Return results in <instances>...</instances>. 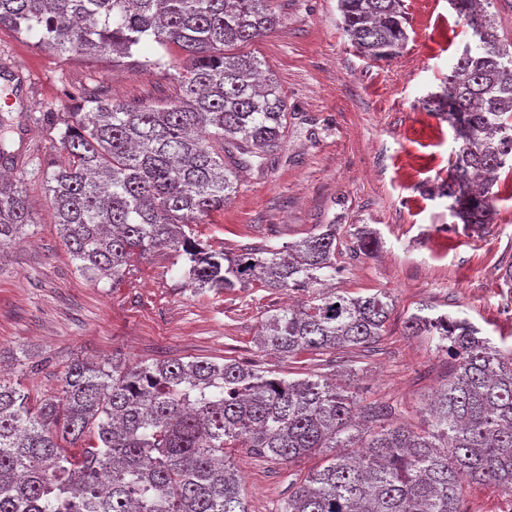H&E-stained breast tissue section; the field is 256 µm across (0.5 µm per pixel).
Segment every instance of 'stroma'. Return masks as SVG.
I'll return each mask as SVG.
<instances>
[{
	"label": "stroma",
	"instance_id": "1",
	"mask_svg": "<svg viewBox=\"0 0 512 512\" xmlns=\"http://www.w3.org/2000/svg\"><path fill=\"white\" fill-rule=\"evenodd\" d=\"M282 24L245 46L277 79L288 105V136L275 166L245 171L236 196L196 227L202 243L236 252L280 247L316 225L337 222L343 243L366 226L381 241L378 255L339 258L337 287L351 294L384 291L393 310L374 351L337 355L334 363L303 353L261 351L256 336L267 314L286 306V292L244 288L223 294L188 287L181 263L146 255L114 285L83 278L59 234L41 177H24L34 223L0 251V364L5 380L31 400L58 392L77 358L226 357L284 378L307 373L348 379L363 404H390L396 422L428 426L424 405L448 380L453 361L438 338L408 336L403 323L420 308L465 317L482 336L512 347V170L499 172L494 223L456 219L437 186L448 177L456 147L445 119L424 99L440 92L471 42L450 0H402L407 45L390 61L360 56L341 29L337 0H274ZM34 36L0 30V70L23 77L31 112L9 133L12 151L37 148L65 155L55 131L35 123L44 108L62 109L71 86L96 79L121 99L174 96L167 70L90 63L36 47ZM229 459L243 479L250 512H275L297 480L322 463L313 455L293 465L245 449Z\"/></svg>",
	"mask_w": 512,
	"mask_h": 512
}]
</instances>
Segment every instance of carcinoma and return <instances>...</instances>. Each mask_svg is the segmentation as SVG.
I'll list each match as a JSON object with an SVG mask.
<instances>
[{
  "label": "carcinoma",
  "mask_w": 512,
  "mask_h": 512,
  "mask_svg": "<svg viewBox=\"0 0 512 512\" xmlns=\"http://www.w3.org/2000/svg\"><path fill=\"white\" fill-rule=\"evenodd\" d=\"M489 4L454 0L473 42L427 101L459 142L440 193L463 224L493 223L492 188L512 161V50ZM337 8L362 56L377 61L405 48L401 0H337ZM279 25L270 0H0L1 30L114 66L168 67L178 87L175 97L150 102L81 85L73 95L82 105L39 116L58 128L65 161L10 156L1 141L0 158L37 164L69 254L90 280L117 285L136 261L170 252L201 293H308L265 316L263 351L291 358L370 348L386 332L389 296L316 289L339 272L338 224L235 254L202 244L194 229L224 210L250 158L271 160L285 143L278 83L236 52ZM156 47L179 56L166 60ZM33 223L24 182L0 175V250ZM377 248L371 230L354 233L351 253ZM405 335L438 337L454 360L422 432L320 374L287 380L231 357L75 359L59 395L36 407L0 377V512H249L226 448L288 465L330 449L277 512H463L464 479L512 499V350L448 314L415 313ZM87 435L95 442L77 454L59 444Z\"/></svg>",
  "instance_id": "1"
}]
</instances>
